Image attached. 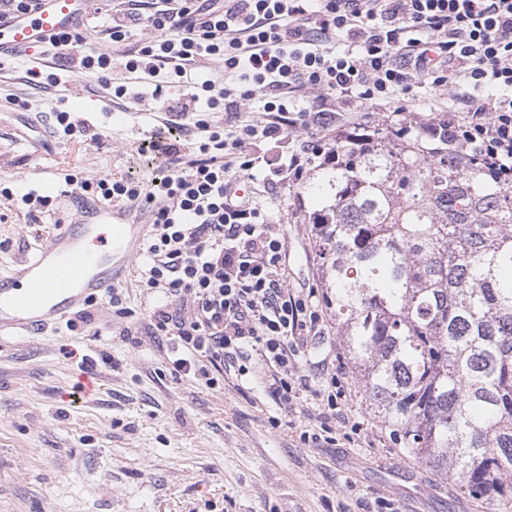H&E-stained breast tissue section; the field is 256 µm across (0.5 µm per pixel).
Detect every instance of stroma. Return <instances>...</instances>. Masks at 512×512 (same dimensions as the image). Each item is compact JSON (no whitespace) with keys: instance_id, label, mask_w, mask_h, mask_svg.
Listing matches in <instances>:
<instances>
[{"instance_id":"stroma-1","label":"stroma","mask_w":512,"mask_h":512,"mask_svg":"<svg viewBox=\"0 0 512 512\" xmlns=\"http://www.w3.org/2000/svg\"><path fill=\"white\" fill-rule=\"evenodd\" d=\"M41 51L6 60L0 67V271L12 268L50 234L60 219L67 175H108L150 181L159 169L147 147L159 129L163 106L150 92L113 103L89 74L61 72L55 94L25 85L27 69L52 64ZM450 100L427 87L406 106L383 102L356 112L336 103L334 132L358 126L420 123ZM70 112L109 144L101 150L81 137L55 136L39 147L23 140L25 118ZM265 199L288 236L286 275L291 288L321 285L306 215L315 199L304 185L262 170ZM52 203L31 217L24 194ZM132 318H118L107 300L97 305L100 336H78L65 324L44 335L0 339V512H376L381 500L398 512H486L447 478L408 458L388 424L368 412L357 381H350L341 410L361 430L335 447L302 444L301 428L321 412L316 392L326 376L319 362L336 354L348 366L343 339L331 315L324 337L301 345L302 386L281 413L257 379L228 375L220 390L168 371L169 341L150 336L141 288L124 285ZM131 329L136 342L123 341ZM110 353L111 363L98 359ZM96 361L92 369L83 357ZM286 416L276 428L271 418Z\"/></svg>"}]
</instances>
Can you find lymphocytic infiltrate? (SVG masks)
Wrapping results in <instances>:
<instances>
[{"instance_id": "f902f5d3", "label": "lymphocytic infiltrate", "mask_w": 512, "mask_h": 512, "mask_svg": "<svg viewBox=\"0 0 512 512\" xmlns=\"http://www.w3.org/2000/svg\"><path fill=\"white\" fill-rule=\"evenodd\" d=\"M106 33V52L82 51V33L62 36L54 55L95 75L125 100L132 84L162 97L170 84L220 63L224 84L191 86L167 127L192 131L188 151L163 138L149 144L164 174L148 182L108 176L70 178L78 195L118 201L148 212L152 231L136 272L154 297L152 335L168 338L173 379L193 376L213 390L225 368L264 370V389L279 408L296 397L301 342L321 335L316 289L285 281V233L260 196L238 197L240 175L262 169L253 141L280 139L291 128L328 130L329 98L362 103L403 101L414 88L468 87L434 125L451 150L476 153L512 183V0H120ZM150 37L128 47L131 29ZM122 60L126 79L112 80ZM315 95L319 106L300 109ZM255 119L213 120L254 99ZM344 387L328 375L318 391L323 412L302 442L336 444Z\"/></svg>"}]
</instances>
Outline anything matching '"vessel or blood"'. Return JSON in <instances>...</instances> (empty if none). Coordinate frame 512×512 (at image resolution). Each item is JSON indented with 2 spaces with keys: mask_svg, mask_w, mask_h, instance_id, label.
<instances>
[{
  "mask_svg": "<svg viewBox=\"0 0 512 512\" xmlns=\"http://www.w3.org/2000/svg\"><path fill=\"white\" fill-rule=\"evenodd\" d=\"M95 0H39L34 15L0 26V54L48 47L84 27ZM65 218L31 256L0 274V335L37 336L123 284L139 252L140 227L115 221L113 205L69 198Z\"/></svg>",
  "mask_w": 512,
  "mask_h": 512,
  "instance_id": "vessel-or-blood-1",
  "label": "vessel or blood"
}]
</instances>
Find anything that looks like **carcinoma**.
Returning <instances> with one entry per match:
<instances>
[{"mask_svg": "<svg viewBox=\"0 0 512 512\" xmlns=\"http://www.w3.org/2000/svg\"><path fill=\"white\" fill-rule=\"evenodd\" d=\"M308 190L326 307L367 408L499 512L512 503V185L429 120L340 136Z\"/></svg>", "mask_w": 512, "mask_h": 512, "instance_id": "cac0c4a2", "label": "carcinoma"}]
</instances>
